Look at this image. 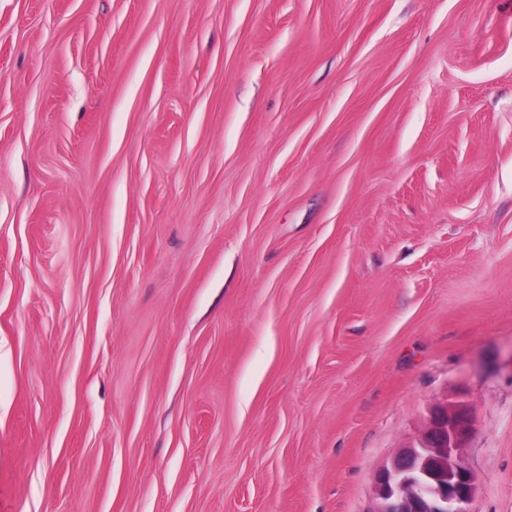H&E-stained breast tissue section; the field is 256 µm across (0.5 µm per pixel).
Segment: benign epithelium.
Masks as SVG:
<instances>
[{
    "label": "benign epithelium",
    "instance_id": "1",
    "mask_svg": "<svg viewBox=\"0 0 512 512\" xmlns=\"http://www.w3.org/2000/svg\"><path fill=\"white\" fill-rule=\"evenodd\" d=\"M469 433L465 412L434 408L420 447L405 449L379 472V512H469L475 493L465 461Z\"/></svg>",
    "mask_w": 512,
    "mask_h": 512
}]
</instances>
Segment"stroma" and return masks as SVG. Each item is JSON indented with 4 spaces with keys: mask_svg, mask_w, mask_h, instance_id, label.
I'll return each instance as SVG.
<instances>
[{
    "mask_svg": "<svg viewBox=\"0 0 512 512\" xmlns=\"http://www.w3.org/2000/svg\"><path fill=\"white\" fill-rule=\"evenodd\" d=\"M443 402L512 512V0H0V512H377Z\"/></svg>",
    "mask_w": 512,
    "mask_h": 512,
    "instance_id": "35a3bbf8",
    "label": "stroma"
}]
</instances>
